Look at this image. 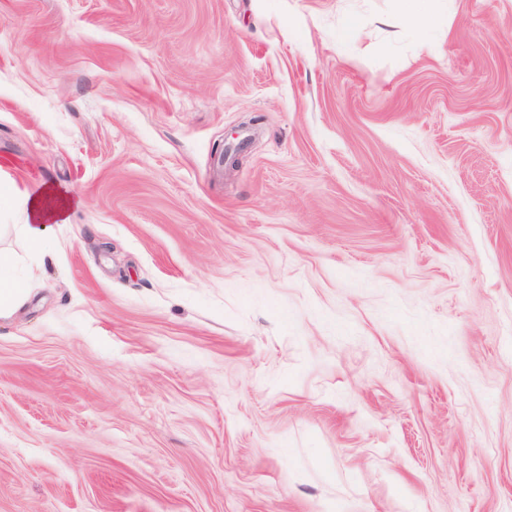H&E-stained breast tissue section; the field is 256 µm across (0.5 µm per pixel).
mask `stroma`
I'll return each instance as SVG.
<instances>
[{
	"mask_svg": "<svg viewBox=\"0 0 512 512\" xmlns=\"http://www.w3.org/2000/svg\"><path fill=\"white\" fill-rule=\"evenodd\" d=\"M0 250V512H512V0H0ZM437 0H402L404 10L402 14L407 21L417 25H427L433 19ZM28 214L26 224H19V230L24 238L37 245L46 242L47 224L64 221L66 201L64 194L50 188H42L32 196H28ZM2 255L0 252V318L10 316L27 299L29 288L20 281L2 275Z\"/></svg>",
	"mask_w": 512,
	"mask_h": 512,
	"instance_id": "1",
	"label": "stroma"
}]
</instances>
